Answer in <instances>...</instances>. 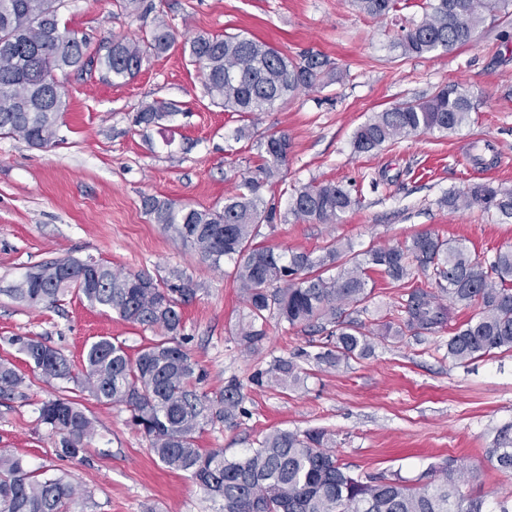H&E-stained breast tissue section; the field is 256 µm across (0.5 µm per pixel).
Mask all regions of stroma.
I'll list each match as a JSON object with an SVG mask.
<instances>
[{
  "mask_svg": "<svg viewBox=\"0 0 512 512\" xmlns=\"http://www.w3.org/2000/svg\"><path fill=\"white\" fill-rule=\"evenodd\" d=\"M419 2L374 19L350 0H143L132 14L121 12L116 0H64L60 22L87 39L92 56L107 38H145L161 17L179 42L201 31L243 33L292 58L324 56L343 77L253 119L212 105L197 66L176 48L151 57L124 84L106 82L96 71L63 76L66 108L52 145L0 136V358L25 376L11 398L0 400V451L22 456L30 469L66 474L80 493L77 512H220L219 503L154 458L125 406L101 403L79 383H68L66 395L93 419L84 462L60 457L58 436L40 424V407L57 389L27 370L11 337L46 339L78 373L84 349L99 337L134 352L153 336L73 293L54 307H28L2 292L25 267L92 257L115 270L157 278L180 270L191 278L196 295L182 309L184 346L207 373L199 390L212 396L233 380L244 395L236 422L205 426L199 447L238 456L273 430L320 428L330 434L339 462L363 475L414 480L449 462L478 474L461 483L465 496L491 505L512 491V474L486 458L500 430L512 427V351L461 366L448 357L447 332L409 334L378 340L371 355L321 369L312 355L325 332L272 319L266 338L243 352L232 331L247 307L232 264L210 268L143 207L148 196L200 209L223 203L260 165V135L283 133L291 148L264 191L268 202L284 211L301 186L334 182L350 187L360 203L333 224L291 219L263 229L264 244L317 252L336 241L357 254L428 231L463 243L481 260L512 247V221L441 204L484 179L512 190V16L487 18L461 48L407 58L395 41L402 25L421 19ZM448 84L476 98L459 130L355 152L353 134L373 113ZM154 103L173 105L175 112L149 126L136 123ZM478 139L487 146L477 152L472 143ZM370 277L361 316L370 328L397 322L410 290L434 286L420 271L401 282L378 271ZM276 357L293 359L303 384L287 390L255 384L254 375Z\"/></svg>",
  "mask_w": 512,
  "mask_h": 512,
  "instance_id": "stroma-1",
  "label": "stroma"
}]
</instances>
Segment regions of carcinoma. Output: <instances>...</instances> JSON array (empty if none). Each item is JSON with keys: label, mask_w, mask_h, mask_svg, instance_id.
<instances>
[{"label": "carcinoma", "mask_w": 512, "mask_h": 512, "mask_svg": "<svg viewBox=\"0 0 512 512\" xmlns=\"http://www.w3.org/2000/svg\"><path fill=\"white\" fill-rule=\"evenodd\" d=\"M64 0H0V135L44 147L56 138L64 109L61 87L45 85L47 75H65L95 65L103 78L125 82L138 75L148 56L168 52L175 44L165 21L139 42L107 39L96 60L86 58L85 39L61 28ZM399 0H352L362 13L385 18ZM512 13V0H426L420 21L402 28L396 47L420 57L463 46L476 35L486 16ZM183 52L201 71L212 101L227 112L253 115L284 105L302 89L315 87L327 74L326 59L289 58L275 47L242 34H194ZM475 108L469 90L451 84L433 95L375 113L354 132L356 151L368 153L418 133H448L465 125ZM169 115L168 107L150 105L138 123L149 125ZM263 164L244 179L223 206L198 209L154 197L144 199L154 223L191 246L212 267L233 262L235 280L248 308L234 339L246 350L265 337L268 318L288 325L329 328L317 364L335 367L367 355L383 334L437 333L453 319L454 309L479 305L480 311L452 329L448 358L466 363L494 350L512 351V248L486 260L471 257L460 242L430 232L404 246L371 247L343 263L351 245L334 243L316 255L279 252L254 244L260 228L278 221L263 189L285 165L290 149L286 135L261 137ZM441 203L452 211L477 206L512 219V191L489 182H474ZM357 205L351 189L332 182L309 184L292 196L288 214L298 221L333 223ZM378 268L393 281L416 270L431 272L436 289L407 293L398 327L381 334L365 329L358 315L366 311L368 270ZM336 273H330V270ZM29 307L53 306L74 292L91 307L149 328L155 338L136 355L110 337L92 342L83 352L84 384L97 400L123 405L131 421L149 440L158 461L182 472L222 512H489L485 501L465 497L458 489L465 470L446 465L422 474L415 484L395 475L361 476L340 464L323 430L303 433L276 430L237 457L222 448L203 450L197 434L215 421L233 422L244 396L230 381L214 399L198 391L205 372L184 348L181 307L195 295L192 281L174 271L155 279L143 272L114 271L98 262L86 267L73 257L32 266L5 289ZM32 372L46 382L70 381L71 367L62 353L36 336H15ZM286 390L297 385V365L277 357L258 374ZM24 376L8 359H0V397L13 394ZM40 422L60 437L59 456L82 461L93 431L78 403L56 397L43 403ZM498 470L512 473V437L498 436L487 450ZM76 488L62 476L28 469L23 457L0 452V512H71Z\"/></svg>", "instance_id": "obj_1"}]
</instances>
